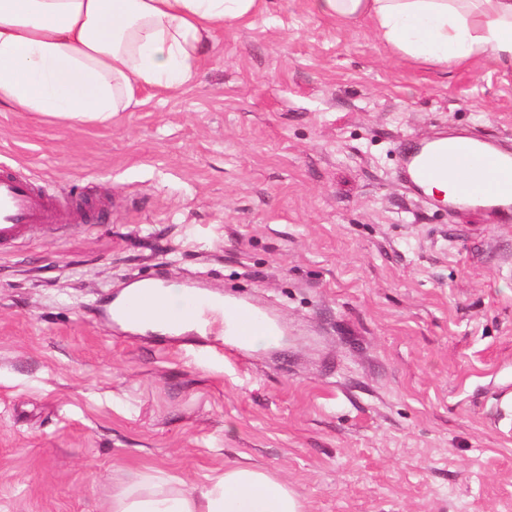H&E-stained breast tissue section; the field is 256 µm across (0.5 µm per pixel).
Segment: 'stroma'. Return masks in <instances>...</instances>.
<instances>
[{"mask_svg":"<svg viewBox=\"0 0 512 512\" xmlns=\"http://www.w3.org/2000/svg\"><path fill=\"white\" fill-rule=\"evenodd\" d=\"M105 123L0 110V159L86 221L0 251V512H107L140 473L244 462L304 512H512V223L412 190L398 148L512 146V71L404 59L258 0L178 92ZM200 283L279 343L132 332V283Z\"/></svg>","mask_w":512,"mask_h":512,"instance_id":"35a3bbf8","label":"stroma"}]
</instances>
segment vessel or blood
Returning <instances> with one entry per match:
<instances>
[{"label":"vessel or blood","mask_w":512,"mask_h":512,"mask_svg":"<svg viewBox=\"0 0 512 512\" xmlns=\"http://www.w3.org/2000/svg\"><path fill=\"white\" fill-rule=\"evenodd\" d=\"M495 157L501 169L512 171V147L500 148L492 142L469 135H437L404 144L402 163L406 180L417 191L425 190L435 180L447 178L449 171L461 172L450 198L454 204H475L490 208L501 218L512 217V192L489 189L492 172L485 166L486 157ZM81 213L64 214L42 187L19 168L0 162V249H7L22 239L35 225L53 230L62 223H83ZM160 285L145 281L129 289L112 306V317L137 328L158 318ZM232 317H225V310ZM169 321L176 326H214L226 336L244 340L248 336H277L279 324L253 306L235 302L224 307L198 288L187 289L184 296L170 304Z\"/></svg>","instance_id":"obj_1"}]
</instances>
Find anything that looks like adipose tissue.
Masks as SVG:
<instances>
[{"mask_svg":"<svg viewBox=\"0 0 512 512\" xmlns=\"http://www.w3.org/2000/svg\"><path fill=\"white\" fill-rule=\"evenodd\" d=\"M257 0H0V107L63 120L104 121L137 92L188 83L216 26ZM312 14L370 24L402 55L440 68L512 69V0H309ZM111 512H302L299 494L238 463L192 490L140 474Z\"/></svg>","mask_w":512,"mask_h":512,"instance_id":"1","label":"adipose tissue"}]
</instances>
